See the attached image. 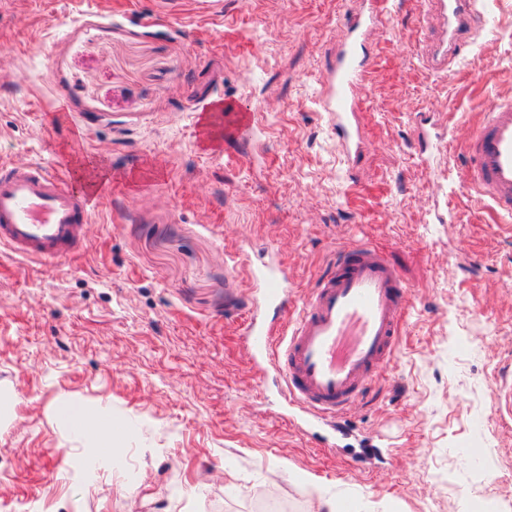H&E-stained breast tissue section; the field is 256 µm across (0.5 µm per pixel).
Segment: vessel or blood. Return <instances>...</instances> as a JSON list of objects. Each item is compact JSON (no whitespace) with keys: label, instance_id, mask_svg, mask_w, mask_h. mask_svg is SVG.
I'll use <instances>...</instances> for the list:
<instances>
[{"label":"vessel or blood","instance_id":"obj_1","mask_svg":"<svg viewBox=\"0 0 512 512\" xmlns=\"http://www.w3.org/2000/svg\"><path fill=\"white\" fill-rule=\"evenodd\" d=\"M430 36L422 49L428 70L447 72L478 27L482 0H424ZM381 21L373 0H360L347 21V36L322 78L320 105L341 152L357 161L363 152L356 96L373 72L368 35ZM225 136L252 137L253 113L225 104L211 113ZM462 179L480 202L512 218V98L492 101L466 138ZM108 181L66 188L41 164L0 160V247L56 261L77 253ZM260 299L241 335L278 381L281 398L304 425L335 427L362 402L394 360L407 290L380 249L343 246L317 279L296 316H289L291 286L268 253L244 257Z\"/></svg>","mask_w":512,"mask_h":512}]
</instances>
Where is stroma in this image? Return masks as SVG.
I'll return each instance as SVG.
<instances>
[{
	"label": "stroma",
	"mask_w": 512,
	"mask_h": 512,
	"mask_svg": "<svg viewBox=\"0 0 512 512\" xmlns=\"http://www.w3.org/2000/svg\"><path fill=\"white\" fill-rule=\"evenodd\" d=\"M449 70L389 0L348 167L317 101L351 0H0V159L107 175L73 257L0 249V502L26 512H488L512 501V221L460 143L512 96V0ZM234 102L256 139L205 125ZM353 242L410 296L349 438L303 433L246 347L268 249L293 304ZM117 445L106 448L105 434Z\"/></svg>",
	"instance_id": "stroma-1"
}]
</instances>
